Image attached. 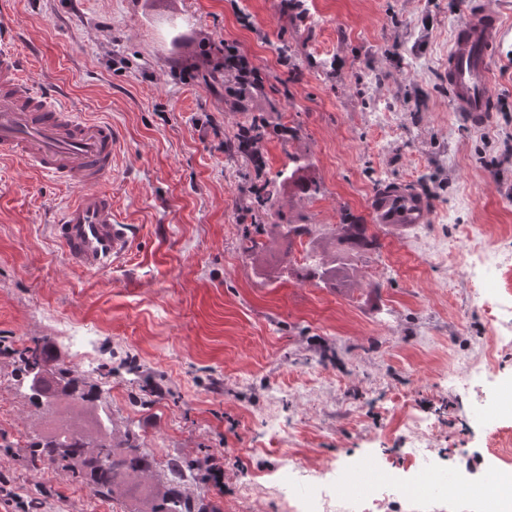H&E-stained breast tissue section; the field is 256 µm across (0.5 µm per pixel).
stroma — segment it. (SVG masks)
<instances>
[{
	"instance_id": "35a3bbf8",
	"label": "stroma",
	"mask_w": 512,
	"mask_h": 512,
	"mask_svg": "<svg viewBox=\"0 0 512 512\" xmlns=\"http://www.w3.org/2000/svg\"><path fill=\"white\" fill-rule=\"evenodd\" d=\"M470 2L12 0L0 31L30 83L117 134L103 188L134 245L106 270L78 268L53 234L70 189L0 160V343L47 338L95 388L82 411L139 435L156 490L169 460H216L223 488L186 483L215 512H288L269 480L289 465L329 478L371 456L413 476L411 417L437 423L442 474L512 478V346L494 343L495 284L475 298L467 247H512V0H481L507 33L480 125L454 111L445 81ZM226 44L265 85L246 114L228 111L206 63ZM250 114L269 131L256 166L236 140ZM294 155L316 196L282 184ZM389 183L425 197L430 222L376 224L371 199ZM263 184L277 188L270 229L246 256L239 214ZM345 212L378 249L336 244ZM288 222L312 232L288 240ZM338 258L336 281L305 276V261ZM69 326L92 328L96 371L61 339ZM489 349L481 377L449 386L459 360ZM48 434L0 356V512H144L131 495L94 496L72 469L32 465L29 444Z\"/></svg>"
}]
</instances>
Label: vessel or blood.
I'll list each match as a JSON object with an SVG mask.
<instances>
[{"mask_svg":"<svg viewBox=\"0 0 512 512\" xmlns=\"http://www.w3.org/2000/svg\"><path fill=\"white\" fill-rule=\"evenodd\" d=\"M502 33L500 16L487 10L474 12L454 31L448 86L455 111L466 117L488 110L493 53ZM115 140L110 124L89 121L37 92L9 36L0 34V158H19L73 188L54 235L66 257L90 272L124 259L134 242L129 226L112 212L111 195L96 188L112 173ZM371 209L376 223L390 227L428 221L425 201L398 186L382 190Z\"/></svg>","mask_w":512,"mask_h":512,"instance_id":"1","label":"vessel or blood"}]
</instances>
